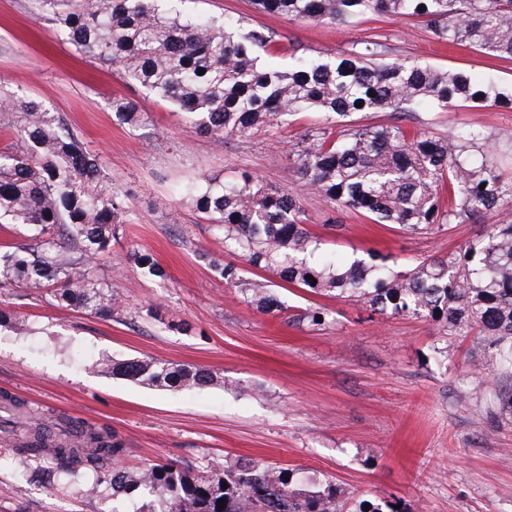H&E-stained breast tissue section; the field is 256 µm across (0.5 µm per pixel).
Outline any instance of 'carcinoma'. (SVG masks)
I'll return each mask as SVG.
<instances>
[{"instance_id": "1", "label": "carcinoma", "mask_w": 512, "mask_h": 512, "mask_svg": "<svg viewBox=\"0 0 512 512\" xmlns=\"http://www.w3.org/2000/svg\"><path fill=\"white\" fill-rule=\"evenodd\" d=\"M160 0H28L36 19L65 34L82 54L117 69L125 81L171 102L202 133L247 137L285 116L314 110L327 126L307 136L296 153V189L269 187L241 173L175 188L224 237V251L282 282L334 297L354 298L380 315L410 314L439 335L474 334L500 360L512 362V220H501L459 258L423 261L398 274L386 258L328 257L312 263L319 240L305 228L300 192L322 193L341 209L376 224L413 231L478 221L512 203V175L491 153L489 136L464 126L446 138L409 133L398 124L356 126L360 112H413L493 105L512 109V86L387 59L392 48L370 39L341 57L295 56L288 67L264 61L274 43L261 28L216 19L194 21L163 13ZM259 12L290 21L345 27L371 13L425 22L443 41L512 61V0H253ZM425 9H419V6ZM204 74H199V70ZM112 111L138 121L132 98L116 97ZM0 124L12 142L0 148V223L30 231L28 242L0 251V287L43 290L61 308L97 318L120 314L112 281L93 259L108 250L128 211L107 185L99 156L88 151L61 116L0 84ZM135 265L157 278L166 271L148 252ZM231 285L238 269L214 260ZM264 308L276 305L268 285L250 288ZM440 313H435V310ZM94 367L155 388L213 384L205 369L164 360L106 359ZM27 415V404L4 392L0 409ZM36 468L73 480L87 475L91 496L106 484L112 497L139 495L137 512H344L331 485L296 488L286 469L251 460L152 464L138 475L117 467L127 449L112 430L71 420L27 426L13 445ZM227 487H222V483ZM224 507H218V500Z\"/></svg>"}]
</instances>
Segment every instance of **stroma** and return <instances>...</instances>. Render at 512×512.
Masks as SVG:
<instances>
[{
	"label": "stroma",
	"mask_w": 512,
	"mask_h": 512,
	"mask_svg": "<svg viewBox=\"0 0 512 512\" xmlns=\"http://www.w3.org/2000/svg\"><path fill=\"white\" fill-rule=\"evenodd\" d=\"M192 17H231L272 32V64L292 54L342 56L386 35L394 56L440 69L486 71L474 49L440 42L413 18L364 15L349 27L292 22L255 12L250 0H170ZM0 84L59 113L85 147L99 153L113 191L129 212L117 242L96 265L123 306L101 319L60 309L21 288H0L22 330H0V392L38 406L52 421L111 428L138 472L165 461L205 467L251 458L291 470L294 485L331 483L348 512L369 503L382 512H512V423L502 403L512 396V367L494 364V380L475 371L488 357L477 337L449 339L440 356L437 328L411 315L373 313L362 303L273 287L280 310L265 312L248 291L264 270L225 253L202 214L178 204L173 187L240 172L286 188L294 147L323 117L302 111L249 137L216 138L190 128L185 115L157 96L128 86L113 68L76 51L27 0H0ZM136 99L141 120H119L113 98ZM357 124L398 123L447 136L466 124L487 134L512 130V110L366 112ZM301 203L325 252L390 257L394 270L459 254L486 231L482 221L426 232L376 224L305 190ZM337 228H329L328 219ZM150 252L167 279L146 275L131 258ZM239 264L226 284L210 259ZM323 307V324L304 320ZM154 358L209 369L215 385L164 390L88 369L102 358ZM0 429V512H136L137 497L99 500L80 486L56 487L16 458Z\"/></svg>",
	"instance_id": "1"
}]
</instances>
